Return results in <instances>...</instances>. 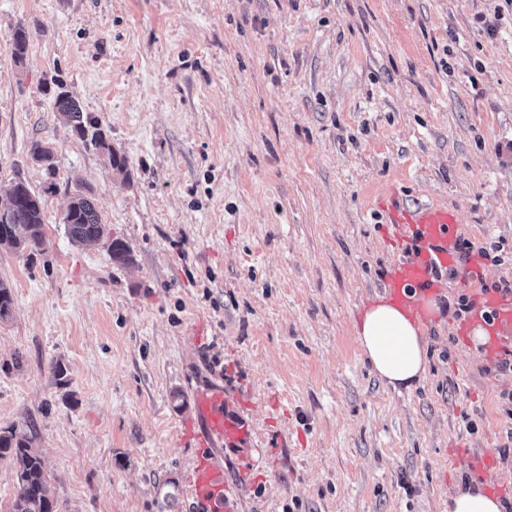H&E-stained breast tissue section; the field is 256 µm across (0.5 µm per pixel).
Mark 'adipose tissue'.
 <instances>
[{
  "label": "adipose tissue",
  "instance_id": "1",
  "mask_svg": "<svg viewBox=\"0 0 512 512\" xmlns=\"http://www.w3.org/2000/svg\"><path fill=\"white\" fill-rule=\"evenodd\" d=\"M355 336L373 372L392 390L410 389L426 373L428 342L405 309L379 297L364 310Z\"/></svg>",
  "mask_w": 512,
  "mask_h": 512
}]
</instances>
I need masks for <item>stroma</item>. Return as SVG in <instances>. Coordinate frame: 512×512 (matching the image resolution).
<instances>
[{
	"label": "stroma",
	"instance_id": "35a3bbf8",
	"mask_svg": "<svg viewBox=\"0 0 512 512\" xmlns=\"http://www.w3.org/2000/svg\"><path fill=\"white\" fill-rule=\"evenodd\" d=\"M61 90L126 173L62 123ZM20 181L45 243L0 251V428L35 427L56 512H186L181 430L214 386L250 401L227 480L285 442L240 512H448L512 485V372L457 317L455 280L411 389L353 330L398 255L391 189L458 207V237L506 248L485 283L512 282V0H0V199ZM80 192L131 263L68 239ZM502 502L478 486L448 499V512H503Z\"/></svg>",
	"mask_w": 512,
	"mask_h": 512
}]
</instances>
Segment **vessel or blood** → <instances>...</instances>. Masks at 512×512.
Here are the masks:
<instances>
[{"label":"vessel or blood","instance_id":"obj_1","mask_svg":"<svg viewBox=\"0 0 512 512\" xmlns=\"http://www.w3.org/2000/svg\"><path fill=\"white\" fill-rule=\"evenodd\" d=\"M384 209L394 227V237L406 255L393 263L383 281V290L409 309H416L421 298L440 290L442 274L457 263L456 226L458 209L431 204L413 207L390 198ZM495 312L497 326L512 327V297L484 295L475 306L476 314ZM250 428L225 413L224 391L210 388L195 394V417L183 430L186 447L195 451L186 477L189 487V512H237L243 493L253 485L256 460L240 465L235 483L224 480L215 462L216 446H233L249 435Z\"/></svg>","mask_w":512,"mask_h":512}]
</instances>
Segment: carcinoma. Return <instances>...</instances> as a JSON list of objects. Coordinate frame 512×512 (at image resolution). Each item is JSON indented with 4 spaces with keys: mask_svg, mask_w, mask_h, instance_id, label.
I'll return each instance as SVG.
<instances>
[{
    "mask_svg": "<svg viewBox=\"0 0 512 512\" xmlns=\"http://www.w3.org/2000/svg\"><path fill=\"white\" fill-rule=\"evenodd\" d=\"M15 62L21 63L27 51V35L17 29L12 37ZM54 107L73 133L86 138L91 132V142L99 149L106 164L114 171L124 173L128 162L125 155L112 147L98 119L85 114L69 94L60 91L55 95ZM32 159L47 170H54L52 148L36 143ZM66 233L77 243H91L109 236L106 224L94 204L85 194H76L69 203L64 217ZM44 211L41 199L25 183L14 184L4 206H0V246L17 253L34 254L44 244ZM14 305L10 286L0 281V319L10 316ZM37 435L30 425H12L0 429V459L15 464L18 474V493L12 512H54V501L49 493L42 457L34 448Z\"/></svg>",
    "mask_w": 512,
    "mask_h": 512,
    "instance_id": "1",
    "label": "carcinoma"
}]
</instances>
